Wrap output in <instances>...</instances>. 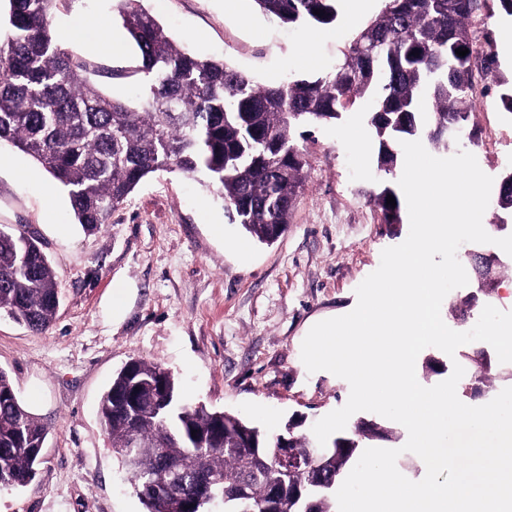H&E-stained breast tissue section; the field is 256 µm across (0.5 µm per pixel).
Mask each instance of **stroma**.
Returning <instances> with one entry per match:
<instances>
[{
    "label": "stroma",
    "mask_w": 512,
    "mask_h": 512,
    "mask_svg": "<svg viewBox=\"0 0 512 512\" xmlns=\"http://www.w3.org/2000/svg\"><path fill=\"white\" fill-rule=\"evenodd\" d=\"M186 50L224 61L260 84L312 77L297 54L310 34L331 69L355 32L344 16L309 29L281 25L255 0H142ZM503 19L489 7L471 20L478 47H493L498 70L476 84L472 121L478 144H465L494 180L512 168V114L499 100V79L512 80V53L499 37ZM52 23L64 46L106 94L138 101L143 83L137 53L90 48L92 32L116 25L114 0H55ZM369 101H357L336 122L300 138L310 166L287 231L274 243L247 241L223 203L196 178L179 172L146 177L109 224L91 233L77 223L68 195L31 157L0 145V225L25 226L43 244L62 291L53 325L35 333L0 315V369L19 399L47 430L34 479L0 486V512H143L125 479L98 414L112 378L134 359L157 364L179 381L184 397L235 412L274 431L289 419L303 432L342 407V378L308 373L301 344L310 325L341 315L356 288L402 243L408 224H386L369 195L397 176L376 167L378 143ZM359 125L369 150L360 155L341 135ZM499 256L494 289L480 296L466 321L450 304L476 291V281L451 291L445 324L464 332L482 308L511 311L512 256L492 244L460 246ZM121 304H113L114 288Z\"/></svg>",
    "instance_id": "stroma-1"
}]
</instances>
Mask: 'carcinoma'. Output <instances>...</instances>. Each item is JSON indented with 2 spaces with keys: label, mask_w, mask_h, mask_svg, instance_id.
Here are the masks:
<instances>
[{
  "label": "carcinoma",
  "mask_w": 512,
  "mask_h": 512,
  "mask_svg": "<svg viewBox=\"0 0 512 512\" xmlns=\"http://www.w3.org/2000/svg\"><path fill=\"white\" fill-rule=\"evenodd\" d=\"M7 2L0 38V142L31 156L58 182L88 232L108 224L148 175L180 171L215 189L245 236L273 242L287 230L307 179L306 153L295 141L304 136L300 128L336 120L358 100L370 101L377 167L389 174L402 141L424 137L446 150L473 139L475 61L487 74L497 68L492 51L474 48L469 28L488 0H385L333 69L277 86L258 85L222 61L182 50L141 0H116L118 20L147 82L135 104L109 96L84 75L51 26L53 0ZM255 2L288 25H329L337 16V0ZM360 40L378 42L373 56L357 54ZM459 47L469 53L458 56ZM511 175H503L496 201L507 219ZM390 195L394 207L387 204ZM372 198L383 223H402L394 186H383ZM59 304V285L42 244L22 228L0 226V313L43 332L55 322ZM464 359L473 370L463 384L487 386L485 351ZM99 414L144 512H171L170 476L161 470L166 460L185 470L179 486L188 503L209 486L220 500L238 501L244 487L261 512L270 488L282 485L273 512H293V489L337 483L357 460L362 441L395 438L393 429L360 420L337 437L340 445L287 476L277 460L281 434L185 402L170 372L136 359L113 378ZM45 437L44 425L0 369L1 486H23L34 478L33 449L43 447ZM313 501L315 512H336L332 490Z\"/></svg>",
  "instance_id": "carcinoma-1"
}]
</instances>
